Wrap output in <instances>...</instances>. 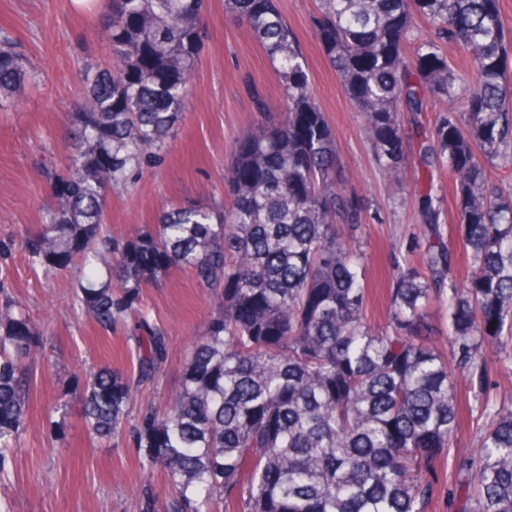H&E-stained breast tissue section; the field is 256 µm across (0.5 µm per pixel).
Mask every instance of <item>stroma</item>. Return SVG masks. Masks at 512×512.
<instances>
[{"mask_svg": "<svg viewBox=\"0 0 512 512\" xmlns=\"http://www.w3.org/2000/svg\"><path fill=\"white\" fill-rule=\"evenodd\" d=\"M277 6L306 56L348 186L366 208L357 248L372 290L373 323L382 327L395 264L422 262L426 240L418 197L428 182L439 186L440 223L455 220L451 176L444 170L429 172L421 160L436 115L405 114L406 181L394 188L373 160L362 114L345 96L314 38L317 0H277ZM108 11L109 0H95L89 9L75 0H0V32L18 43L33 67L21 96L0 110V241L12 245L0 287L25 304L41 334L21 447L9 458V480L0 483V499L13 512H139L143 494L168 499L164 473L137 448L131 430L141 411L162 410L180 387L190 347L212 313L188 268L170 269L143 288L139 304L166 331L167 362L157 378L140 386L122 437L93 443L81 415L85 377L105 365L119 376L129 374L127 331L107 332L77 318L70 275L45 276L29 263L21 238L46 222L50 187L37 162L48 157L59 165L66 158L82 70L107 62L100 32ZM205 19L207 35L188 108L163 163L144 173L133 194L109 195L105 223L112 235L126 237L155 224L159 210L172 200H221L239 131L282 116L275 73L247 29L225 12L224 0H207ZM483 353L490 378L486 399L496 405L512 402V346H489Z\"/></svg>", "mask_w": 512, "mask_h": 512, "instance_id": "obj_1", "label": "stroma"}]
</instances>
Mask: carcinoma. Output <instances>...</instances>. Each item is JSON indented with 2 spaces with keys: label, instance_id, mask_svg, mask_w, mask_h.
<instances>
[{
  "label": "carcinoma",
  "instance_id": "1",
  "mask_svg": "<svg viewBox=\"0 0 512 512\" xmlns=\"http://www.w3.org/2000/svg\"><path fill=\"white\" fill-rule=\"evenodd\" d=\"M313 34L346 97L365 120L375 161L405 179L403 115L441 105L424 153L448 168L456 223L437 224L433 183L421 195L429 246L424 270L397 267L387 323L368 319L369 288L357 236L361 201L345 190L333 128L300 44L275 0H224L280 82L283 118L237 137L224 198L165 206L157 224L117 238L103 230L111 192H132L165 159L186 111L203 41L205 0H110L101 30L109 55L90 67L71 112L65 163H42L52 200L28 234L29 262L67 270L73 302L105 331L131 323L133 374H89L82 420L90 438L117 436L138 387L167 360L165 330L137 306L142 284L188 267L214 315L193 343L166 408L140 413L136 446L172 487L168 512H427L451 469L459 512H512V405L478 412L476 449L455 448L457 373L483 392L486 345L512 344V195L488 164L512 166V51L499 0H318ZM428 25L414 34L415 16ZM473 62L455 68L445 47ZM31 63L0 37V103ZM445 307L453 359L427 319ZM29 314L0 296V480L28 413Z\"/></svg>",
  "mask_w": 512,
  "mask_h": 512
}]
</instances>
